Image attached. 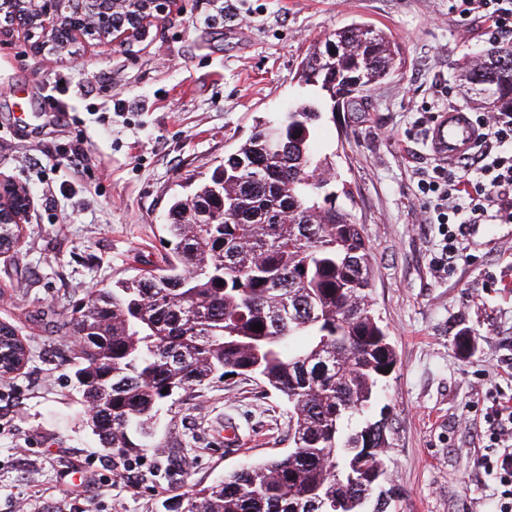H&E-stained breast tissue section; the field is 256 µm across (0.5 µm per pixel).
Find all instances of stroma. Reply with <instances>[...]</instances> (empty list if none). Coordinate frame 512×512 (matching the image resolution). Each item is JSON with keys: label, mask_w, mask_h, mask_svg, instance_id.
<instances>
[{"label": "stroma", "mask_w": 512, "mask_h": 512, "mask_svg": "<svg viewBox=\"0 0 512 512\" xmlns=\"http://www.w3.org/2000/svg\"><path fill=\"white\" fill-rule=\"evenodd\" d=\"M124 43L83 37L55 52L0 23V182L31 197L20 242L0 253V322L31 346L0 384V512H171L178 497L288 451V406L235 375L162 412L142 471L111 467L85 425L63 323L90 289L163 267L173 194L209 176L257 117L302 98L298 66L337 28L392 34L402 66L350 112L325 114L319 149L351 189L374 265L372 302L397 365L389 415L396 512H490L477 460L486 414L512 398V224L462 237L435 272L437 225L416 221L417 172L434 166L435 113L484 111L457 78L489 46L450 0H180ZM63 120L48 119L51 101ZM85 139L88 161L64 157ZM232 423L239 449L224 444Z\"/></svg>", "instance_id": "1"}]
</instances>
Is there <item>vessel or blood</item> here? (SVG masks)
<instances>
[{"label":"vessel or blood","mask_w":512,"mask_h":512,"mask_svg":"<svg viewBox=\"0 0 512 512\" xmlns=\"http://www.w3.org/2000/svg\"><path fill=\"white\" fill-rule=\"evenodd\" d=\"M427 139L433 158L448 164L470 153L476 145L477 131L466 113L451 110L436 116Z\"/></svg>","instance_id":"obj_1"}]
</instances>
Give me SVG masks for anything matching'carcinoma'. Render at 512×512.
Returning a JSON list of instances; mask_svg holds the SVG:
<instances>
[{
    "label": "carcinoma",
    "mask_w": 512,
    "mask_h": 512,
    "mask_svg": "<svg viewBox=\"0 0 512 512\" xmlns=\"http://www.w3.org/2000/svg\"><path fill=\"white\" fill-rule=\"evenodd\" d=\"M399 65L382 29L354 21L334 30L299 64L311 94L274 122L256 120L208 179L172 199L165 267L93 289L72 310L74 386L106 453L159 447L160 409L229 374L255 377L288 405V452L185 495L182 512H366L372 498L373 512H393L383 482L388 418L352 419L397 356L373 308L363 227L336 204L350 192L314 143L323 108L344 92L336 75L370 92ZM461 77L481 102L512 112V43L465 59ZM10 348L15 360L0 373L28 357L1 325L0 351Z\"/></svg>",
    "instance_id": "carcinoma-1"
}]
</instances>
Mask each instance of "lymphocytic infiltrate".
<instances>
[{
	"label": "lymphocytic infiltrate",
	"mask_w": 512,
	"mask_h": 512,
	"mask_svg": "<svg viewBox=\"0 0 512 512\" xmlns=\"http://www.w3.org/2000/svg\"><path fill=\"white\" fill-rule=\"evenodd\" d=\"M460 18L479 16L491 40L512 36V0H457ZM477 149L459 163L435 166L417 181L421 200L417 221L443 228V242L431 263L442 272L459 254L457 227L512 224V113H477ZM494 452L479 467L494 475V512H512V406L501 404L488 416Z\"/></svg>",
	"instance_id": "lymphocytic-infiltrate-1"
}]
</instances>
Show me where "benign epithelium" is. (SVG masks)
I'll list each match as a JSON object with an SVG mask.
<instances>
[{
  "instance_id": "benign-epithelium-1",
  "label": "benign epithelium",
  "mask_w": 512,
  "mask_h": 512,
  "mask_svg": "<svg viewBox=\"0 0 512 512\" xmlns=\"http://www.w3.org/2000/svg\"><path fill=\"white\" fill-rule=\"evenodd\" d=\"M179 0H141L143 7L137 13L108 27L117 40L135 36L152 19L163 17L175 10ZM112 13V0H17L13 21L22 29L32 28L38 21L47 33L65 26L69 37L83 35L101 22L108 21ZM26 189L14 184L0 186V224H23L29 212Z\"/></svg>"
}]
</instances>
